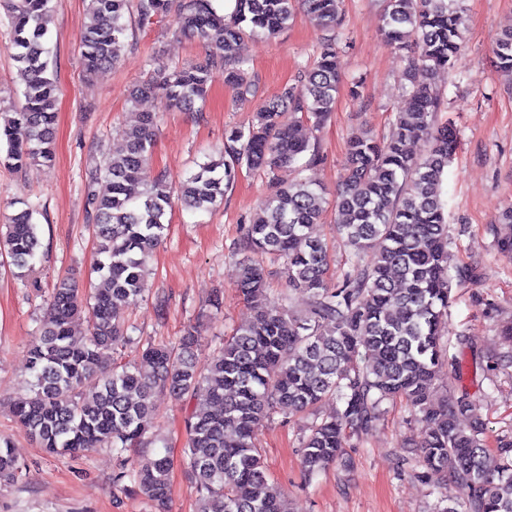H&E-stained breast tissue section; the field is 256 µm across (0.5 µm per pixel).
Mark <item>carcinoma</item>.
I'll return each mask as SVG.
<instances>
[{
	"label": "carcinoma",
	"instance_id": "carcinoma-1",
	"mask_svg": "<svg viewBox=\"0 0 512 512\" xmlns=\"http://www.w3.org/2000/svg\"><path fill=\"white\" fill-rule=\"evenodd\" d=\"M344 0H234L220 13L214 0H89L90 24L80 42L85 72L117 63L131 37L128 18L175 15L180 34L207 47L202 65L178 66L161 79L137 85L136 100L161 95L178 110L204 101L221 75L238 95H254L257 84L239 56L248 34L270 37L284 29L300 7L331 32L313 63L294 83L262 102L254 120L224 133L221 160H209L179 186L191 211H210L224 201L243 167L272 188L240 240L235 288L253 310L215 346L210 362L197 364L202 341L187 326L174 344L147 342L133 364L117 365L112 353L127 341L121 310L141 299V282L153 249L168 228L172 188L164 175L150 185L139 170L155 144L157 120L142 116L112 156L92 171L87 206L99 243L96 273L101 285L80 292L69 280L57 283L29 349V393L16 401V422L56 456L108 448L116 460L112 483L169 512V474L174 459L156 452L136 462L127 453L148 432L155 394L199 400L185 420L183 460L193 478L197 512H288L284 494L255 444L264 422L312 411L326 399L335 413L314 418L300 441L301 465L312 479L346 463L348 439L370 433L384 405L406 401L430 429L422 442L423 462L451 472L458 496L442 512H512V436L497 446L499 463L477 424L459 418L474 404L468 393L434 392L446 356L443 328L453 282L476 277L472 268L451 275L448 212L443 183L456 149V131L438 120L444 100L417 74L451 70L461 51L464 0H382L380 34L401 54L410 108L399 112L386 134L362 130L347 141L342 183L336 193V234L344 269L327 277L326 244L309 236L326 215V190L302 177L282 185L277 171H298L322 160L304 137L300 114L318 129L335 111L341 81L336 28ZM13 30V59L26 85L21 108L0 113V165L21 169L54 160V79L49 73L47 35L51 0H0ZM498 71L512 75V31L493 51ZM425 140L423 156L410 144ZM14 214L0 225V255L12 274L26 278L40 248L34 210L16 200ZM282 262L287 290L272 297L264 259ZM308 294L304 314L292 310V292ZM85 335H72L76 321ZM19 478L11 442L0 437V483Z\"/></svg>",
	"mask_w": 512,
	"mask_h": 512
}]
</instances>
